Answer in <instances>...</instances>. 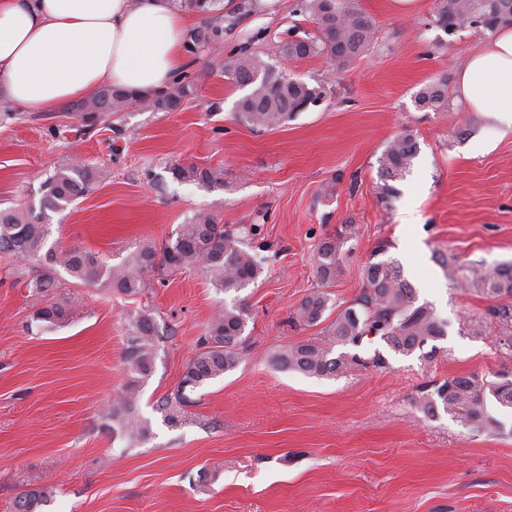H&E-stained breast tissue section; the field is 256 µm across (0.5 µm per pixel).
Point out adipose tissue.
<instances>
[{
  "label": "adipose tissue",
  "instance_id": "ef3b65f1",
  "mask_svg": "<svg viewBox=\"0 0 512 512\" xmlns=\"http://www.w3.org/2000/svg\"><path fill=\"white\" fill-rule=\"evenodd\" d=\"M174 0H0V97L51 110L116 86L165 88L186 62ZM456 95L512 129V26L472 53Z\"/></svg>",
  "mask_w": 512,
  "mask_h": 512
}]
</instances>
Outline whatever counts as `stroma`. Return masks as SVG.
<instances>
[{"label":"stroma","instance_id":"stroma-1","mask_svg":"<svg viewBox=\"0 0 512 512\" xmlns=\"http://www.w3.org/2000/svg\"><path fill=\"white\" fill-rule=\"evenodd\" d=\"M295 3L224 0V49L189 56L195 93L174 111L132 105L90 130L60 107L0 112V209L38 206L42 183L74 158L102 173L51 214L47 248L85 249L115 266L204 210L224 225L258 226L252 245L267 259L237 295L247 314L237 368L192 391L194 422L169 426L153 406L176 389L220 307L208 276L158 271L128 298L62 271L50 295L74 302L76 316L38 332L29 328L43 302L28 286L33 267L0 256V512L42 484L56 489L47 512H512V413L491 407L501 429L477 430L415 407L425 385L512 371L496 329L462 331L488 304L466 283L470 265L512 262V130L454 101L439 111L414 103L426 84L454 80L487 36L466 27L447 37L433 22L435 0H419L409 17L389 0H359L376 22L362 56L344 67L288 60L277 45L294 26L314 30ZM243 49L321 84V102L275 129L239 121L247 89L224 64ZM405 129L419 153L386 195L378 159ZM177 166L221 179L182 181ZM408 210L416 221L406 226ZM346 226L340 269L320 281L315 248ZM383 241L419 302L447 324L435 358L389 351L384 369L334 377L274 366L282 346L319 333L291 323L301 300L319 289L338 305L353 299ZM140 309L158 329L139 397L153 435L127 447L113 440L108 411L130 378L128 316Z\"/></svg>","mask_w":512,"mask_h":512}]
</instances>
